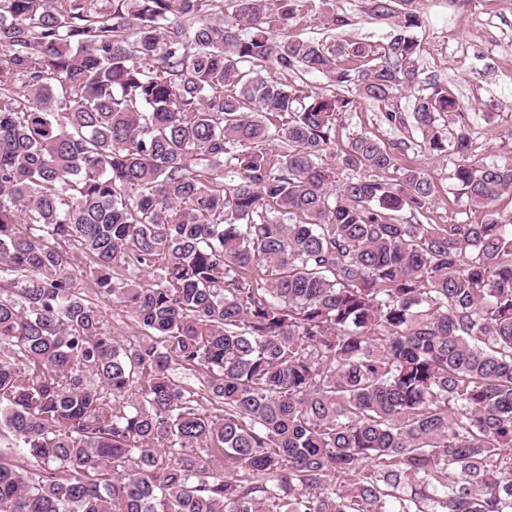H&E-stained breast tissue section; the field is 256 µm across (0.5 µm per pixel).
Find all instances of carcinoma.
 Segmentation results:
<instances>
[{"label": "carcinoma", "mask_w": 512, "mask_h": 512, "mask_svg": "<svg viewBox=\"0 0 512 512\" xmlns=\"http://www.w3.org/2000/svg\"><path fill=\"white\" fill-rule=\"evenodd\" d=\"M410 2L328 44L301 0H0V512H512V160L445 87L407 121ZM359 98L485 221L421 222L398 144L336 147ZM305 3L303 14L299 16L297 24L291 31L302 33L303 36L312 37L320 41L333 42L339 39L364 40L370 42L386 41L393 33L392 19L372 18L366 12L368 0H335L336 10L351 20V25L336 31L324 29L321 23L305 22L308 16L318 11L320 0ZM313 11H310V10Z\"/></svg>", "instance_id": "obj_1"}]
</instances>
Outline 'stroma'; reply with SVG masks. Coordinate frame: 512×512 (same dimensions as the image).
Wrapping results in <instances>:
<instances>
[{"instance_id":"stroma-1","label":"stroma","mask_w":512,"mask_h":512,"mask_svg":"<svg viewBox=\"0 0 512 512\" xmlns=\"http://www.w3.org/2000/svg\"><path fill=\"white\" fill-rule=\"evenodd\" d=\"M335 5L350 18V26L330 31L301 19L295 32L326 42H383L393 31L391 20L368 15V0H336ZM410 7L421 20L414 36L421 48L422 74L420 84L399 99L402 112L412 113L416 96L431 84L446 86L463 105L456 122L469 127L475 155L486 161L512 157V0H412ZM363 131L388 143L407 138L405 130L385 122L376 106L362 103L339 116L336 140L344 144ZM400 157L402 164L426 170L438 187L425 212L427 223L483 222V210L469 206L452 184L448 157L415 145L401 150Z\"/></svg>"}]
</instances>
